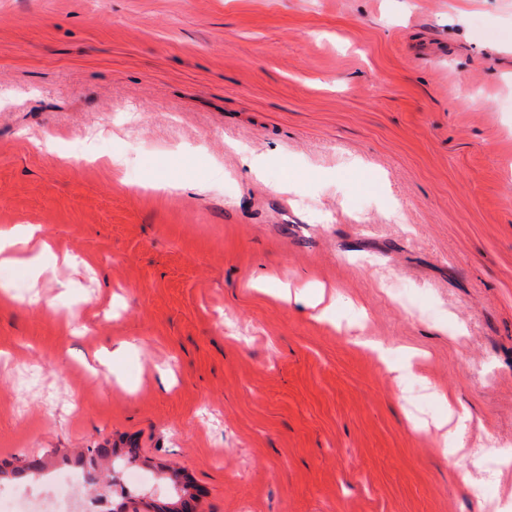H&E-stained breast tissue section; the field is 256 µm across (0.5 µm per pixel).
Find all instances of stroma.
<instances>
[{"label": "stroma", "mask_w": 512, "mask_h": 512, "mask_svg": "<svg viewBox=\"0 0 512 512\" xmlns=\"http://www.w3.org/2000/svg\"><path fill=\"white\" fill-rule=\"evenodd\" d=\"M17 224L95 272L0 265L1 486L87 476L101 512H153L179 467L197 512L512 501V467L473 492L433 426L454 394L512 453V0H0ZM282 283L334 289L335 324ZM357 336L424 354L415 405Z\"/></svg>", "instance_id": "obj_1"}]
</instances>
